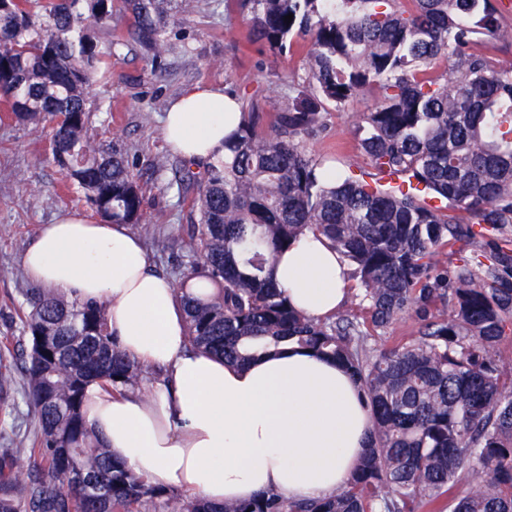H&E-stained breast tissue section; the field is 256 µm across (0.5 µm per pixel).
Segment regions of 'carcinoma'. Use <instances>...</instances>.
I'll use <instances>...</instances> for the list:
<instances>
[{
    "label": "carcinoma",
    "instance_id": "carcinoma-1",
    "mask_svg": "<svg viewBox=\"0 0 512 512\" xmlns=\"http://www.w3.org/2000/svg\"><path fill=\"white\" fill-rule=\"evenodd\" d=\"M114 0H0V95L13 119L60 117L52 160L92 209L138 224L143 194L127 151L88 134L87 79L106 77ZM133 45L161 57L170 23L191 0H121ZM250 15L256 38L279 54L309 39L304 99L279 113L272 134L240 101L241 126L224 157L172 171L197 223L175 281L217 288L180 296L188 341L243 366L259 350L295 344L345 364L372 408L365 454L327 499L287 503L269 491L215 506L150 482L111 457L85 422L92 380L148 396L142 367L109 335L108 301L80 303L47 288L32 294L23 328L31 346L24 397L37 428L0 448V512H512V66L475 53L476 38L505 40L497 0H226ZM293 15L290 22L284 21ZM455 58L440 74L432 66ZM373 87L360 148L372 170L336 174L303 149L340 109ZM325 236L346 263L383 330L412 312L419 336L390 347L346 315L314 321L274 279L279 253L308 233ZM473 255L448 273L459 242ZM34 466L20 482L18 460Z\"/></svg>",
    "mask_w": 512,
    "mask_h": 512
}]
</instances>
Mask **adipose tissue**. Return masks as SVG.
<instances>
[{
    "label": "adipose tissue",
    "mask_w": 512,
    "mask_h": 512,
    "mask_svg": "<svg viewBox=\"0 0 512 512\" xmlns=\"http://www.w3.org/2000/svg\"><path fill=\"white\" fill-rule=\"evenodd\" d=\"M240 122L223 87L201 84L171 104L164 136L179 156L214 158ZM22 264L33 281L69 299H107L111 336L158 372L147 399L88 385L85 420L112 457L215 505L269 490L287 502L322 500L346 485L368 444L372 413L335 359L285 344L236 366L190 349L171 280L120 224L62 215L31 240ZM274 277L314 320L335 313L349 286L346 263L314 233L278 258Z\"/></svg>",
    "instance_id": "ef3b65f1"
}]
</instances>
